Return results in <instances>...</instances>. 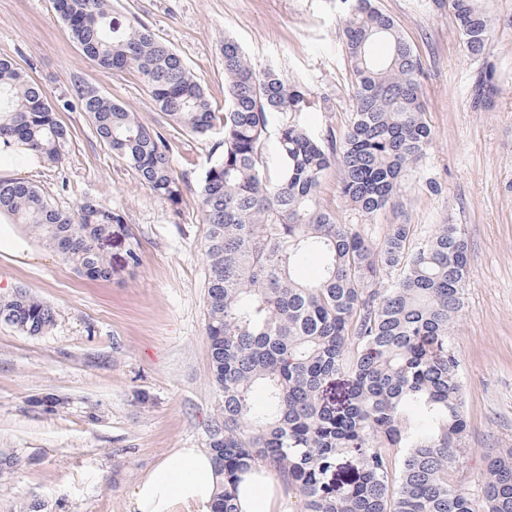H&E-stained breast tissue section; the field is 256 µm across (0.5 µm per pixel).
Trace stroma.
I'll use <instances>...</instances> for the list:
<instances>
[{
	"label": "stroma",
	"instance_id": "obj_1",
	"mask_svg": "<svg viewBox=\"0 0 512 512\" xmlns=\"http://www.w3.org/2000/svg\"><path fill=\"white\" fill-rule=\"evenodd\" d=\"M397 21L422 61L421 85L433 139L403 189L377 215L350 210L330 170L320 197L341 223L381 243L390 224L415 238L437 225L465 230L469 262L464 307L452 343L461 359L467 429L449 478L478 493L485 458L512 447V0H485L495 22L487 58L464 52L447 8L422 0H377ZM144 22L224 106L221 48L234 39L257 71L278 69L306 84L322 108L303 114L315 134H343L351 83L333 0H112ZM0 58L40 83L71 131L60 162L0 177H24L60 210L87 199L118 211L139 245H106L111 276L90 280L29 228L11 225L26 254L0 253V299L24 289L56 311L53 328L26 336L0 323V454L17 466L0 475V512H131L141 475L174 448H204L222 404L209 381L205 334L204 226L196 190L217 137L171 134L182 201L155 198L103 145L75 100L82 85L135 112L147 128L165 130L141 74L113 71L87 58L59 19L53 0H0ZM496 68L499 94L474 108L471 89L485 63ZM62 402L46 411L42 398Z\"/></svg>",
	"mask_w": 512,
	"mask_h": 512
}]
</instances>
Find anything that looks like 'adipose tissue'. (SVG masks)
Masks as SVG:
<instances>
[{"mask_svg": "<svg viewBox=\"0 0 512 512\" xmlns=\"http://www.w3.org/2000/svg\"><path fill=\"white\" fill-rule=\"evenodd\" d=\"M222 476L217 474L210 453L202 448H177L163 456L134 487L135 512H211ZM278 483L267 468L246 476L239 486L240 512H273Z\"/></svg>", "mask_w": 512, "mask_h": 512, "instance_id": "ef3b65f1", "label": "adipose tissue"}]
</instances>
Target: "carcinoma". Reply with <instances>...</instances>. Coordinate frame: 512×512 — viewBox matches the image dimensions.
Here are the masks:
<instances>
[{
  "instance_id": "cac0c4a2",
  "label": "carcinoma",
  "mask_w": 512,
  "mask_h": 512,
  "mask_svg": "<svg viewBox=\"0 0 512 512\" xmlns=\"http://www.w3.org/2000/svg\"><path fill=\"white\" fill-rule=\"evenodd\" d=\"M349 65L352 109L342 138L299 120L319 106L308 88L275 70L258 73L224 38V111L213 108L180 56L140 21L114 15L111 0H55L85 56L134 71L172 129L220 135L221 153L199 185L207 262L205 324L210 377L223 394L208 448L224 475L213 512H239L237 489L267 467L304 501V512H512V448L488 456L482 497L448 482L466 429L460 360L451 341L463 306L468 243L459 224L423 241L389 224L375 245L320 201L329 170L363 217L383 210L425 154L422 64L398 23L375 0H336ZM466 53L488 54L494 25L482 0H448ZM499 92L486 64L474 83L478 108ZM75 97L101 142L155 197L177 206L171 146L135 113L94 89ZM276 130L278 173L266 161ZM70 138L44 89L0 59V150L18 147L56 163ZM26 224L79 273L103 279L104 241L129 235L122 216L94 201L75 215L33 183L0 178V213ZM318 261L316 278L295 276ZM396 285L376 287L384 272ZM55 310L19 289L0 301V322L39 336ZM346 379L343 399L331 385ZM351 456L353 479L329 489Z\"/></svg>"
}]
</instances>
